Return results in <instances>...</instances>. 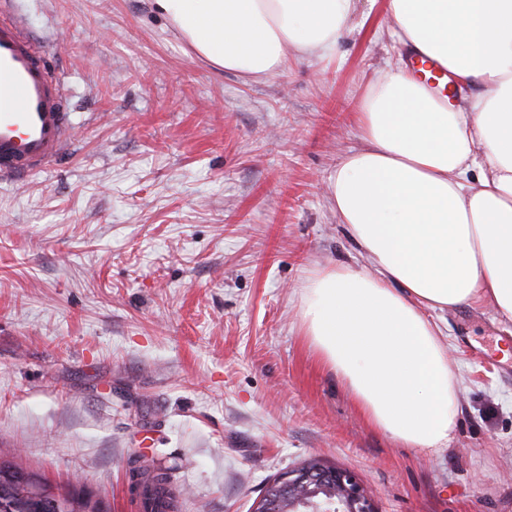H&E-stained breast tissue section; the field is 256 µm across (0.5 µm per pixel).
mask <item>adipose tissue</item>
I'll return each instance as SVG.
<instances>
[{"mask_svg":"<svg viewBox=\"0 0 512 512\" xmlns=\"http://www.w3.org/2000/svg\"><path fill=\"white\" fill-rule=\"evenodd\" d=\"M154 3L211 65L261 81L288 50L334 56L356 0ZM386 12L409 54L447 69L446 89L400 63L370 83L362 145L328 182L370 265L317 269L301 326L374 427L432 452L457 428L460 380L428 311L487 301L512 322V0H386Z\"/></svg>","mask_w":512,"mask_h":512,"instance_id":"obj_1","label":"adipose tissue"}]
</instances>
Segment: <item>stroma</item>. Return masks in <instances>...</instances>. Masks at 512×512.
<instances>
[{
	"label": "stroma",
	"mask_w": 512,
	"mask_h": 512,
	"mask_svg": "<svg viewBox=\"0 0 512 512\" xmlns=\"http://www.w3.org/2000/svg\"><path fill=\"white\" fill-rule=\"evenodd\" d=\"M69 90L75 141L0 180V454L107 512L143 455L180 512H252L282 472H354L377 512H512V322L432 313L460 378L429 455L373 427L303 335L301 288L358 259L327 190L402 48L358 0L335 57L261 82L198 56L153 0H12Z\"/></svg>",
	"instance_id": "1"
}]
</instances>
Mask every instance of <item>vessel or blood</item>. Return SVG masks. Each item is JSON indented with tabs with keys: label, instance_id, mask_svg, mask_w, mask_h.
<instances>
[{
	"label": "vessel or blood",
	"instance_id": "vessel-or-blood-1",
	"mask_svg": "<svg viewBox=\"0 0 512 512\" xmlns=\"http://www.w3.org/2000/svg\"><path fill=\"white\" fill-rule=\"evenodd\" d=\"M73 141L62 78L23 20L0 4V177L47 169Z\"/></svg>",
	"mask_w": 512,
	"mask_h": 512
}]
</instances>
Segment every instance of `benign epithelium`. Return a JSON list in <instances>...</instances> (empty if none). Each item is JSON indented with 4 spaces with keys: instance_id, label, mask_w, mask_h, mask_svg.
Returning a JSON list of instances; mask_svg holds the SVG:
<instances>
[{
    "instance_id": "benign-epithelium-1",
    "label": "benign epithelium",
    "mask_w": 512,
    "mask_h": 512,
    "mask_svg": "<svg viewBox=\"0 0 512 512\" xmlns=\"http://www.w3.org/2000/svg\"><path fill=\"white\" fill-rule=\"evenodd\" d=\"M332 478L342 491L347 512H377L374 502L359 477L346 469L305 468L277 477L267 488L253 512H278L275 496L285 491H308Z\"/></svg>"
}]
</instances>
